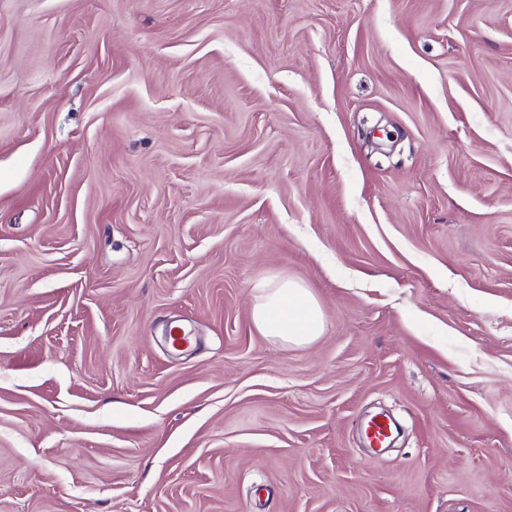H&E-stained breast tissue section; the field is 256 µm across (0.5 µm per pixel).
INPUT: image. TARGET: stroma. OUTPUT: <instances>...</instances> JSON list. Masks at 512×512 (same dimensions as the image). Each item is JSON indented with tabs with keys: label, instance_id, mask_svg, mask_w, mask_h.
<instances>
[{
	"label": "stroma",
	"instance_id": "stroma-1",
	"mask_svg": "<svg viewBox=\"0 0 512 512\" xmlns=\"http://www.w3.org/2000/svg\"><path fill=\"white\" fill-rule=\"evenodd\" d=\"M0 512H512V0H0ZM252 308V321L263 335L285 343L307 344L324 329L320 305L308 288L284 279L271 278L261 286ZM167 343L180 353L191 348L196 343V336L190 330L183 328L181 325H170L166 331Z\"/></svg>",
	"mask_w": 512,
	"mask_h": 512
}]
</instances>
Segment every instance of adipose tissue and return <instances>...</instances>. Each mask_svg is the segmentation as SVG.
I'll use <instances>...</instances> for the list:
<instances>
[{
  "instance_id": "ef3b65f1",
  "label": "adipose tissue",
  "mask_w": 512,
  "mask_h": 512,
  "mask_svg": "<svg viewBox=\"0 0 512 512\" xmlns=\"http://www.w3.org/2000/svg\"><path fill=\"white\" fill-rule=\"evenodd\" d=\"M252 321L262 335L297 345L313 341L324 329L320 305L308 288L276 277L262 284Z\"/></svg>"
}]
</instances>
